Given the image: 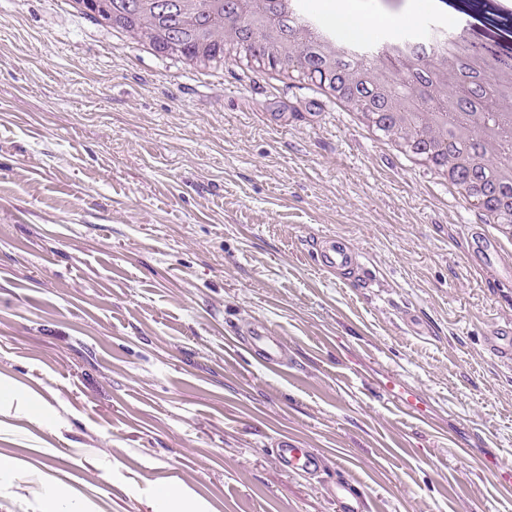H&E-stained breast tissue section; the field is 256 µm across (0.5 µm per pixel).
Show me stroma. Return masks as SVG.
<instances>
[{"instance_id":"35a3bbf8","label":"stroma","mask_w":512,"mask_h":512,"mask_svg":"<svg viewBox=\"0 0 512 512\" xmlns=\"http://www.w3.org/2000/svg\"><path fill=\"white\" fill-rule=\"evenodd\" d=\"M364 34L392 17L355 0ZM476 210L307 78L0 0V512H512V283ZM335 236L363 277L311 255ZM260 321L287 366L235 341ZM409 391L416 411L400 404ZM281 435L323 459L285 470ZM469 250L477 254L484 265H494L495 261L501 260V255L495 243L486 235L480 232H472L469 240ZM337 512H363L362 495L348 482L340 481L330 487Z\"/></svg>"}]
</instances>
